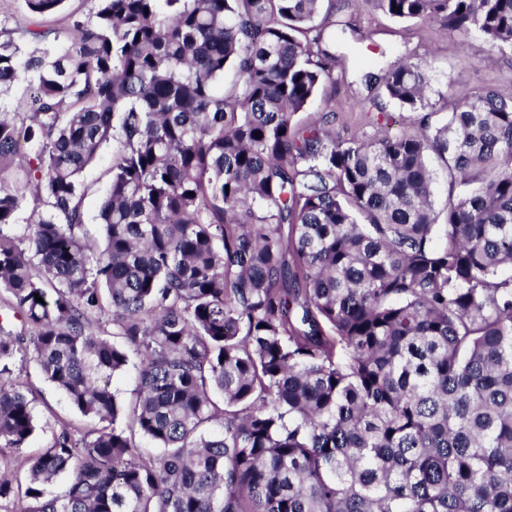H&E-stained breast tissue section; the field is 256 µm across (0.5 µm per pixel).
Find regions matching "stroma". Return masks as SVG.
<instances>
[{"label":"stroma","instance_id":"obj_1","mask_svg":"<svg viewBox=\"0 0 512 512\" xmlns=\"http://www.w3.org/2000/svg\"><path fill=\"white\" fill-rule=\"evenodd\" d=\"M336 17L348 22L350 28L336 35L338 62L333 79L319 87L300 116L307 119L334 111L337 136L374 140L405 130L418 131L420 112L384 98L373 81L375 75L406 59L421 65L430 77L427 109L433 121L445 119L458 96L487 86L504 98H512V51L491 53L478 30L460 36L437 21L400 22L376 10L371 0H350L346 8L337 10ZM358 100L376 102L377 107L369 113L353 111L351 105ZM111 165L112 148L107 145L82 174L89 187L84 201L88 226L97 224ZM14 370L30 389L38 422L24 448L26 455L41 454L61 423L84 431L97 428V421L72 407L34 361H16Z\"/></svg>","mask_w":512,"mask_h":512}]
</instances>
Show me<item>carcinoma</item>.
Masks as SVG:
<instances>
[{
  "label": "carcinoma",
  "instance_id": "1",
  "mask_svg": "<svg viewBox=\"0 0 512 512\" xmlns=\"http://www.w3.org/2000/svg\"><path fill=\"white\" fill-rule=\"evenodd\" d=\"M322 2L97 0L31 51L0 24V512H512V101L378 141L297 119L336 66ZM373 2L512 50V0ZM382 87L415 110L429 78ZM27 354L105 426L21 455ZM112 166V144L104 146L95 161L82 174L85 185L90 186L84 201L87 224L91 234L96 235L97 213L103 197L109 175L107 171ZM137 365H139V358L132 355L129 370L124 375L113 380V388L118 393V398L122 402L128 403L133 397Z\"/></svg>",
  "mask_w": 512,
  "mask_h": 512
}]
</instances>
